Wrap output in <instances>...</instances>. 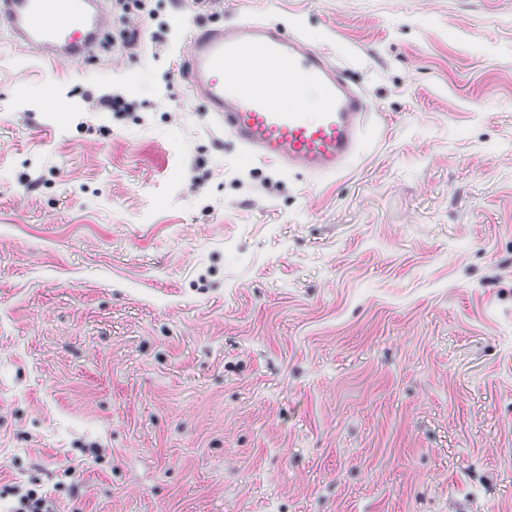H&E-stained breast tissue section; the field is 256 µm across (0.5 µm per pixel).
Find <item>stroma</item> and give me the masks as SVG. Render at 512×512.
Masks as SVG:
<instances>
[{
  "label": "stroma",
  "instance_id": "35a3bbf8",
  "mask_svg": "<svg viewBox=\"0 0 512 512\" xmlns=\"http://www.w3.org/2000/svg\"><path fill=\"white\" fill-rule=\"evenodd\" d=\"M104 2L56 71L0 26V512H512V0ZM245 13L369 97L346 174L173 69ZM14 512H53L55 511L52 502L46 497L38 496L36 493L27 492L21 494Z\"/></svg>",
  "mask_w": 512,
  "mask_h": 512
}]
</instances>
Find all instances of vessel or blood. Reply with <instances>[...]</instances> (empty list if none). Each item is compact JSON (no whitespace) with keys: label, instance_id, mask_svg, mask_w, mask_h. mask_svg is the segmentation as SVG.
<instances>
[{"label":"vessel or blood","instance_id":"obj_1","mask_svg":"<svg viewBox=\"0 0 512 512\" xmlns=\"http://www.w3.org/2000/svg\"><path fill=\"white\" fill-rule=\"evenodd\" d=\"M14 40L54 65L81 60L109 20L100 0H0ZM190 85L249 160L313 180L336 177L359 155L375 123L367 95L346 72L280 23L245 20L203 29L184 56ZM316 92L320 111L305 109Z\"/></svg>","mask_w":512,"mask_h":512}]
</instances>
